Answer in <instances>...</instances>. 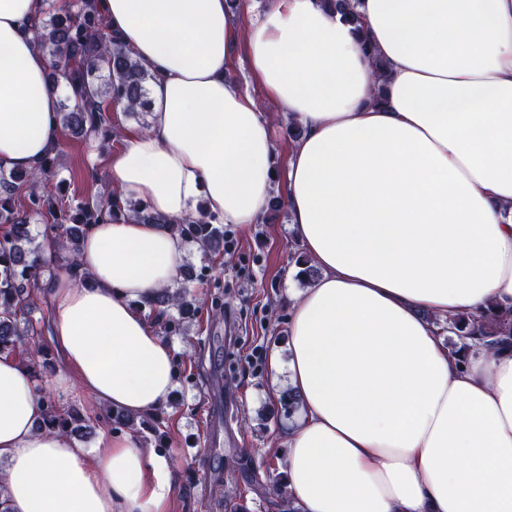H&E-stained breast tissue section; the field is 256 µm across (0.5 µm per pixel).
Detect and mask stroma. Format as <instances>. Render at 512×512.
I'll use <instances>...</instances> for the list:
<instances>
[{
  "mask_svg": "<svg viewBox=\"0 0 512 512\" xmlns=\"http://www.w3.org/2000/svg\"><path fill=\"white\" fill-rule=\"evenodd\" d=\"M57 160L67 203L93 197L106 180L103 164L92 163L90 143L65 135ZM121 139L100 146L99 155L120 148ZM291 215L282 210L270 224L234 229L233 251L218 255L188 253L184 261L206 267L204 282L191 291L218 300L220 317L203 310L188 335L173 337L178 368L176 404L163 410L170 439L161 453L172 472L171 512H225L227 498L240 497L248 512H266L257 490L267 468L283 467L288 424L263 420L274 403L267 369H255L256 347L288 357L286 321L291 301L302 288L289 275L298 247L290 231ZM256 454L247 467L226 469L227 458L246 449Z\"/></svg>",
  "mask_w": 512,
  "mask_h": 512,
  "instance_id": "1",
  "label": "stroma"
}]
</instances>
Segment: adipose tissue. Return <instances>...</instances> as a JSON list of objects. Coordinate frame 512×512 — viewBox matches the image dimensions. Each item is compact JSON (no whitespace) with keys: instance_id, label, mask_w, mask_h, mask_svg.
Wrapping results in <instances>:
<instances>
[{"instance_id":"1","label":"adipose tissue","mask_w":512,"mask_h":512,"mask_svg":"<svg viewBox=\"0 0 512 512\" xmlns=\"http://www.w3.org/2000/svg\"><path fill=\"white\" fill-rule=\"evenodd\" d=\"M48 7L0 0L5 170L62 146L34 42ZM97 9L153 75L150 126L105 157L107 182L159 221L92 225L84 284L55 268V388L164 407L174 348L140 302L181 280L187 245L167 221L258 224L281 184L319 270L289 311V362L269 358L300 399L284 460L300 512H512V352L459 359L438 327L512 305V0H356L358 30L323 0H269L255 19L248 0ZM242 53L259 94L235 78ZM263 97L304 130L282 177ZM43 416L28 371L0 356L7 512H168L163 455L129 433L85 448Z\"/></svg>"}]
</instances>
